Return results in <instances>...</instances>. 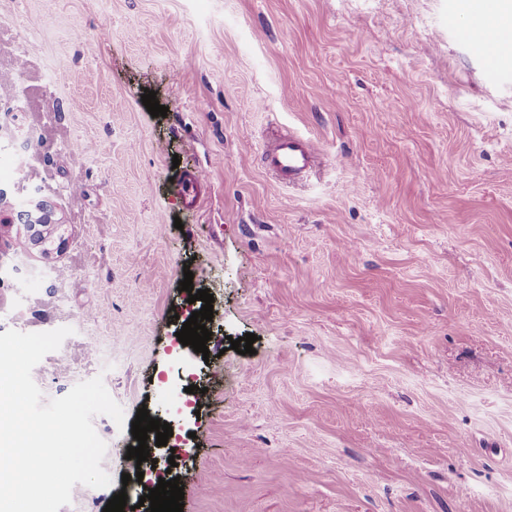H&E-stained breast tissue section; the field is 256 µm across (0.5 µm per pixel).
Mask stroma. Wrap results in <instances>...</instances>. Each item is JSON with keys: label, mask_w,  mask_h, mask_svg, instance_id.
Returning <instances> with one entry per match:
<instances>
[{"label": "stroma", "mask_w": 512, "mask_h": 512, "mask_svg": "<svg viewBox=\"0 0 512 512\" xmlns=\"http://www.w3.org/2000/svg\"><path fill=\"white\" fill-rule=\"evenodd\" d=\"M456 0H0V334L72 328L32 376H97L109 488L140 408L172 421L183 512H512V59ZM154 91L166 116L142 103ZM296 132L317 177L277 187ZM92 143L75 152L71 143ZM201 181L192 205L180 192ZM214 297L208 354L176 334ZM255 334L254 354L231 339ZM193 370L210 399L174 398ZM456 34L459 39L471 46V48L478 54H481L489 64L488 69L491 73H494L497 69L496 60L490 58L484 48V38L482 34L476 29L468 26L456 27ZM262 161L279 186L299 181L315 171L320 164V152L312 140L288 134L263 151Z\"/></svg>", "instance_id": "obj_1"}]
</instances>
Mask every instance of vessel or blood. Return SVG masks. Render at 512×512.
Listing matches in <instances>:
<instances>
[{"label":"vessel or blood","instance_id":"vessel-or-blood-1","mask_svg":"<svg viewBox=\"0 0 512 512\" xmlns=\"http://www.w3.org/2000/svg\"><path fill=\"white\" fill-rule=\"evenodd\" d=\"M262 161L275 184H290L315 171L320 152L312 140L291 134L278 138L272 148L264 150Z\"/></svg>","mask_w":512,"mask_h":512}]
</instances>
